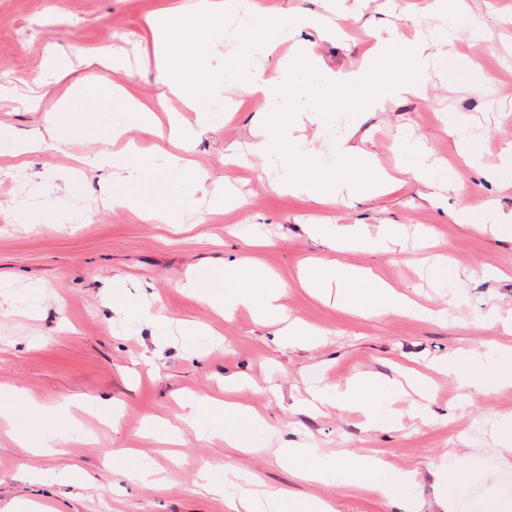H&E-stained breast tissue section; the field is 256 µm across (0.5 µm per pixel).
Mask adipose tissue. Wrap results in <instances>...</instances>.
<instances>
[{"label":"adipose tissue","instance_id":"obj_1","mask_svg":"<svg viewBox=\"0 0 512 512\" xmlns=\"http://www.w3.org/2000/svg\"><path fill=\"white\" fill-rule=\"evenodd\" d=\"M143 131H154L160 120L154 106L145 103L127 89L113 91L111 84L96 83L72 89L63 97L56 113L45 120L42 131L36 132L30 146L32 149H56L68 139L86 132L97 134L103 142H110L113 135L125 132L129 127ZM86 165L109 167L124 172V183L112 201L140 209L149 224H164L172 216L191 204V195L206 192L210 195L212 210L223 209L225 196L222 189L207 188L203 176H186L179 157L166 155L159 158L142 155L135 148L115 153L103 150L86 158ZM312 235L336 238L342 245L371 253L389 250L395 241L392 227H384L378 236L367 234L359 224H314ZM314 287L335 289L344 300H355L356 284L366 283L364 297L378 312H400L411 310L412 305L405 295L382 281L370 279L361 269L339 262L329 263L310 275ZM285 288L265 275H246L239 265L220 264L209 276V286L201 296L224 316H231L241 308L249 309L259 321L280 320L283 308L279 303ZM439 370L453 374L460 385L466 388L483 386L485 373H493L494 380L503 385H512V349L500 348L484 355L475 353L448 355L438 362ZM399 391L398 381L357 380L347 385L343 392L325 397L320 390L311 393L313 402L331 399L333 404L357 405L369 413L371 427H380L379 410ZM187 422L203 421L213 434L222 437L226 444L238 447L242 444V430L260 432L263 428L261 416L254 410L238 404L220 400H194L188 403L184 415ZM350 480L358 485H369L381 491L411 484L413 472L396 470L385 460L372 459L348 468ZM231 512H331L321 501L294 497L278 491L266 490L260 496H248L231 502Z\"/></svg>","mask_w":512,"mask_h":512}]
</instances>
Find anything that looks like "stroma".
<instances>
[{
	"mask_svg": "<svg viewBox=\"0 0 512 512\" xmlns=\"http://www.w3.org/2000/svg\"><path fill=\"white\" fill-rule=\"evenodd\" d=\"M186 2L0 0L1 87L24 95L47 54L60 59L38 109L2 100L0 125L29 139L68 88L107 76L96 50L112 44L123 48L131 69L129 91L194 128L195 112L178 100H159L163 87L146 24ZM427 2L344 0L331 16L336 36L302 27L295 39L313 44L328 68L342 70L366 53L371 28L390 26L409 38L445 26L444 16L426 12ZM474 27L481 30L476 39ZM440 57L427 75L426 96L403 95L381 109L308 125L314 159L333 163L337 142L347 138L398 177L394 191L363 199L342 192L323 206L271 189L260 158L248 157L243 167L226 163V148L249 144L268 117L262 101L234 87L224 90L220 125L190 150L180 151L163 130L133 128L116 142L181 154L188 173L237 189L240 204L200 219L186 214L172 224H148L138 211L103 206L101 196L118 191L121 172L79 163L101 149L100 139L78 136L59 151H0V405L17 409L15 423L0 418V512H12L20 500L52 512H228V498L260 487L323 500L333 512H403L406 501L414 512H440L441 497L459 500L461 512H512V386L464 390L452 376L432 374L427 420L411 416L418 397L407 391L392 404L402 415L395 428L369 427L353 407L303 405L314 384L338 389L359 377L392 378L403 367L455 351L483 352L503 340L485 317L494 307L512 310V236L454 216L492 201L512 212V186L495 175L501 147L512 142V0H473ZM455 114L468 120L481 170L467 165L448 132L446 119ZM404 135L446 161L455 186L433 196L404 172ZM321 217L372 232L395 224L405 244L385 253L342 251L310 234L309 223ZM436 253L454 272L448 284L427 278L424 262ZM320 260L370 269L418 311L367 315L304 287L301 272ZM236 261L250 273H274L286 287L288 314L321 332L320 341L281 340L244 310L222 318L185 289L187 277ZM485 265L498 277L484 278ZM116 286L147 295L154 311L175 322L210 326L218 342L188 353L176 339L158 341L151 324L122 323L109 303ZM227 376L241 381L234 400L264 416L257 450L199 438L190 427L175 445L151 433L152 423H177L181 398L220 395ZM85 399L100 404V416L82 415L72 434L54 436L65 403ZM112 415L114 427L105 422ZM16 428L29 431L34 450L15 442ZM286 443L348 465L382 457L414 472L415 481L388 494L337 474L307 481L281 458ZM125 448L135 449L163 485H143L114 468L112 456ZM207 467L223 472L224 497L202 488Z\"/></svg>",
	"mask_w": 512,
	"mask_h": 512,
	"instance_id": "35a3bbf8",
	"label": "stroma"
}]
</instances>
